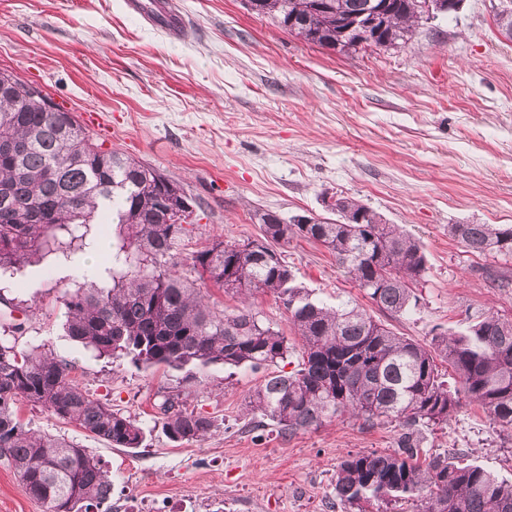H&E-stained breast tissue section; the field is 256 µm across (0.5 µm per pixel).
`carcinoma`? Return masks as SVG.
I'll use <instances>...</instances> for the list:
<instances>
[{
  "label": "carcinoma",
  "instance_id": "carcinoma-1",
  "mask_svg": "<svg viewBox=\"0 0 512 512\" xmlns=\"http://www.w3.org/2000/svg\"><path fill=\"white\" fill-rule=\"evenodd\" d=\"M249 11L321 48L349 52L366 38L344 24L367 0H248ZM423 0H390L378 39L394 47L421 23ZM494 21L512 41V0H500ZM20 95L0 96V277L79 239L78 228L101 219L116 224L112 283L88 281L64 295L65 329L98 356L137 368L185 371L222 364L265 369L248 395L255 427L274 423L290 437L349 415L366 427L397 421L396 447L349 454L336 469V500L344 512L411 500L416 512H512V483L456 457L418 462L423 426L446 425L466 402L481 405L512 437V320L488 312L466 332L437 328L428 342L395 333L357 305L327 307L295 282L288 263L266 246L249 251L220 237L190 254L200 279L241 299L237 312L210 305L204 287L185 278L174 251L194 227L172 224L161 203L166 184L155 168L94 141L74 113L51 107L43 91L7 72ZM361 224H299L257 212L269 244L316 242L380 310L406 314L418 305L413 284L426 266L422 244L360 201L337 197ZM466 251L512 257V225L453 224ZM270 293L282 302L298 341L265 325L249 299ZM301 343L294 372L273 367ZM454 373L449 383L439 370ZM71 363L40 347L19 350L0 341V458L46 512H111L112 478L88 449L42 435L20 415L25 401L113 448L143 447L140 422L92 398L72 376ZM154 423L178 443L203 441L216 420L190 410L180 390L163 395Z\"/></svg>",
  "mask_w": 512,
  "mask_h": 512
}]
</instances>
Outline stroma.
<instances>
[{"label":"stroma","mask_w":512,"mask_h":512,"mask_svg":"<svg viewBox=\"0 0 512 512\" xmlns=\"http://www.w3.org/2000/svg\"><path fill=\"white\" fill-rule=\"evenodd\" d=\"M498 0H461L406 43L334 52L306 43L243 0H0V71L40 86L89 122L105 148L149 163L195 198L187 254L212 235L259 237L255 212L323 216L325 195L355 198L418 238L427 269L418 306L381 311L324 247L285 245L297 283L328 306L358 304L423 342L434 327L464 332L471 315L512 318V259L466 253L453 224L512 225V43L494 23ZM185 20L178 33L168 11ZM112 224L89 225L66 252L0 278V340L41 346L70 362L95 398L149 427L145 447L110 448L38 407L21 414L40 433L91 452L112 476V512H341L336 467L347 455L395 445L396 424L339 417L282 437L244 413L259 372L211 365L187 397L215 417L201 442L179 445L153 417L179 374L97 357L63 329L65 293L112 267ZM24 323L23 334L12 325ZM425 451L482 463L512 479V442L480 407L423 428ZM0 512H44L0 460Z\"/></svg>","instance_id":"1"}]
</instances>
